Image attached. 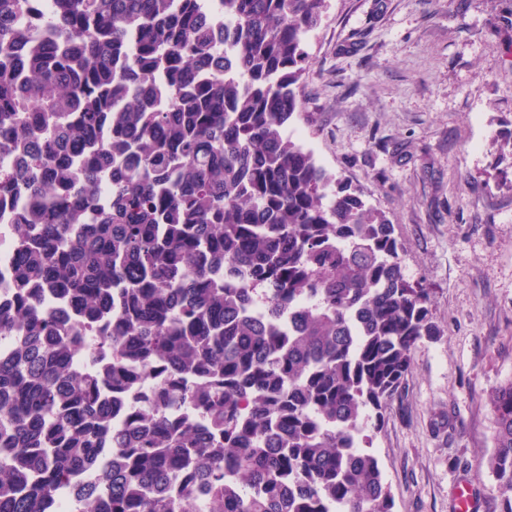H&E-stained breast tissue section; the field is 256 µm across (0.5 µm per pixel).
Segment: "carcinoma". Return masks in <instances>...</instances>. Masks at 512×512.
Returning a JSON list of instances; mask_svg holds the SVG:
<instances>
[{"label":"carcinoma","instance_id":"obj_1","mask_svg":"<svg viewBox=\"0 0 512 512\" xmlns=\"http://www.w3.org/2000/svg\"><path fill=\"white\" fill-rule=\"evenodd\" d=\"M328 2L0 0V512L89 469L76 512H392L359 434L437 327L394 224L288 133ZM488 405L512 512V380ZM12 244L4 234L0 237V304L7 306L12 302V296L8 291L11 276ZM163 379V371L159 367L151 368L145 375L142 386L134 391L129 398L121 403L112 415V427L124 429L129 420L130 412L146 411L151 406L149 391Z\"/></svg>","mask_w":512,"mask_h":512}]
</instances>
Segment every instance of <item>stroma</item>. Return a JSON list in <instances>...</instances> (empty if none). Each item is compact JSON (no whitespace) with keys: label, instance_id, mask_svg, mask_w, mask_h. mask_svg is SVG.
<instances>
[{"label":"stroma","instance_id":"1","mask_svg":"<svg viewBox=\"0 0 512 512\" xmlns=\"http://www.w3.org/2000/svg\"><path fill=\"white\" fill-rule=\"evenodd\" d=\"M310 52L296 126L392 220L438 327L361 444L393 512H458L462 480L500 512L487 397L512 379V188L486 146L512 120V0H330Z\"/></svg>","mask_w":512,"mask_h":512}]
</instances>
